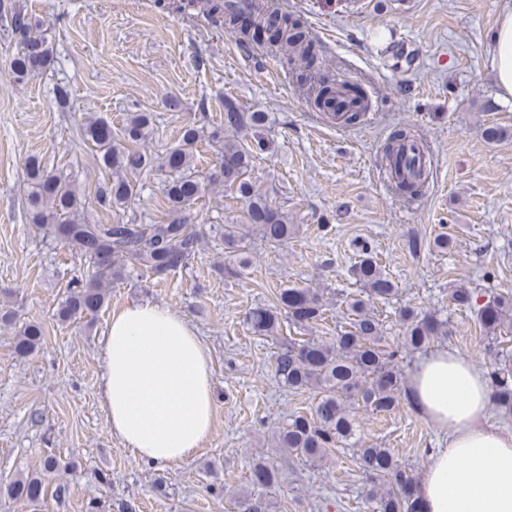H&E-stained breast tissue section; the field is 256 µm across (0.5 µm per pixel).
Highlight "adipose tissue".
Returning a JSON list of instances; mask_svg holds the SVG:
<instances>
[{"label": "adipose tissue", "mask_w": 512, "mask_h": 512, "mask_svg": "<svg viewBox=\"0 0 512 512\" xmlns=\"http://www.w3.org/2000/svg\"><path fill=\"white\" fill-rule=\"evenodd\" d=\"M502 97L512 98V9L491 42ZM102 403L113 435L159 466L190 460L213 422L206 347L184 316L139 302L113 313L101 351ZM407 397L445 437L419 482L423 512H512V435L486 424L485 372L448 350L417 364Z\"/></svg>", "instance_id": "obj_1"}]
</instances>
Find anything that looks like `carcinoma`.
Returning <instances> with one entry per match:
<instances>
[{
  "label": "carcinoma",
  "mask_w": 512,
  "mask_h": 512,
  "mask_svg": "<svg viewBox=\"0 0 512 512\" xmlns=\"http://www.w3.org/2000/svg\"><path fill=\"white\" fill-rule=\"evenodd\" d=\"M179 9L192 10L205 16L214 26H227L248 40L260 33L269 35L298 55H305L310 43L309 32L303 30L290 13L272 14L260 0H251L240 8L233 0H186ZM10 27L18 38L19 50L13 59V71L19 76L40 71L51 65L52 49L46 38L35 33L31 20L19 10L10 11ZM356 98H365L356 83L338 85L323 77L309 96L310 106L329 122L352 127L366 116L367 104L352 112L325 111L338 88ZM266 112H242L235 103L224 102V142L219 164L201 177L194 166L196 146L204 130L194 124L181 129L178 140L158 158L145 149L151 117L134 112L119 129L103 118L92 117L83 128L84 140L98 152L112 180L97 190L100 206L120 208L138 194V177L159 165L169 173L163 189L166 213L157 221L136 218L112 224H91L83 216L82 201L59 173L46 170L30 159L26 163L29 185L27 215L29 223L47 231L84 261V276L69 283L57 317L62 323H79L95 318L108 302L112 284L124 279L128 268L162 276L187 266L202 248L204 232L193 208L203 197L206 185L222 187L238 194L243 202L236 224L223 225L224 249L236 256L238 268L228 273L240 275L250 267L246 255L248 239L257 232L273 247L288 243L294 225L288 213L272 205L258 193L247 175L254 155L248 144L238 139V132L264 127ZM427 150L426 144L407 125L395 126L383 146L385 168L398 166L407 143ZM431 169H418L409 176L396 174L394 191L412 199L429 187ZM355 282L362 285L361 296L346 300L349 322L340 327L328 341L313 336L281 339L274 354V368L280 380L293 390L314 389L318 399L309 415L294 414L288 424L273 436L276 447L284 452L317 462L333 448L356 438L359 411L367 415L396 412L407 399L404 375L399 363L404 353L425 351L441 336L452 334L449 322L411 307L400 310L404 336L396 346L385 342L382 320L371 312L373 299L386 300L396 295V284L384 272L377 255L363 244L358 260L351 266ZM451 301L475 313L476 319L490 333L512 324V292L478 301L475 292L458 288ZM325 300L318 288H283L272 307H255L246 317L249 329L259 336H275L281 319L300 326H314L325 320ZM40 322L22 325L15 337L14 351L20 356L32 353L43 341ZM492 399L505 417L512 415V366L504 363L488 374ZM362 474L371 483L366 492L367 512H420L413 470L401 463L388 448L378 444H361L357 448ZM58 467L57 459L46 456L35 474L18 475L0 482L7 493L34 508L48 507L47 480ZM278 483V470L262 460L251 465L249 484L252 492L238 496V512H272V502L264 496Z\"/></svg>",
  "instance_id": "obj_1"
}]
</instances>
